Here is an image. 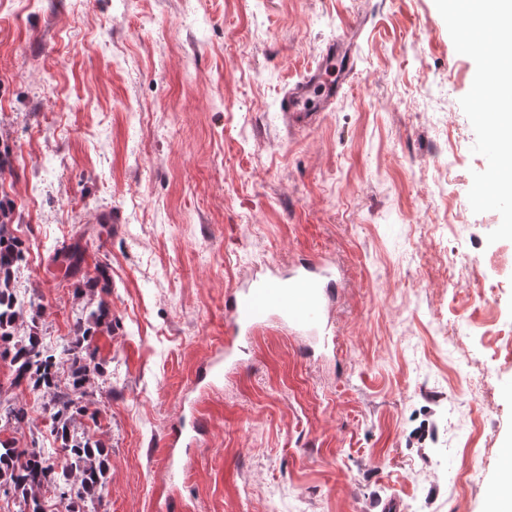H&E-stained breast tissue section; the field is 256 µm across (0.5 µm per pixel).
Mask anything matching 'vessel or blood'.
Wrapping results in <instances>:
<instances>
[{"instance_id": "b4317fda", "label": "vessel or blood", "mask_w": 512, "mask_h": 512, "mask_svg": "<svg viewBox=\"0 0 512 512\" xmlns=\"http://www.w3.org/2000/svg\"><path fill=\"white\" fill-rule=\"evenodd\" d=\"M356 72L348 38L330 43L320 62L281 100L284 119L292 125L311 123L326 111ZM335 273L320 261L307 258L285 275L266 274L235 289L225 301V348L208 365L212 378L239 369L244 340L270 320H277L298 336L328 340Z\"/></svg>"}]
</instances>
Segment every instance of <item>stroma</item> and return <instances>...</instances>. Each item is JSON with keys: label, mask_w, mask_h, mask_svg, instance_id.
I'll list each match as a JSON object with an SVG mask.
<instances>
[{"label": "stroma", "mask_w": 512, "mask_h": 512, "mask_svg": "<svg viewBox=\"0 0 512 512\" xmlns=\"http://www.w3.org/2000/svg\"><path fill=\"white\" fill-rule=\"evenodd\" d=\"M355 18L356 78L287 127L283 94ZM474 75L434 0H0L17 296L53 355L95 300L112 316L73 418L110 451L105 512H489L512 441V268L493 258L512 241L488 243L501 218L468 202ZM303 254L341 273L335 353L274 324L201 390L229 292ZM200 394L205 435L169 466ZM51 412L0 356V441L50 447Z\"/></svg>", "instance_id": "1"}]
</instances>
